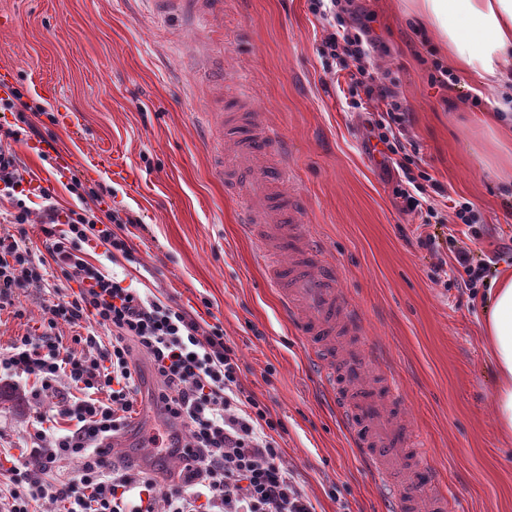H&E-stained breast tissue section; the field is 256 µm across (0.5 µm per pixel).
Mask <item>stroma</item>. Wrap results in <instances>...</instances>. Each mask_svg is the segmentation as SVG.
I'll use <instances>...</instances> for the list:
<instances>
[{"instance_id": "stroma-1", "label": "stroma", "mask_w": 512, "mask_h": 512, "mask_svg": "<svg viewBox=\"0 0 512 512\" xmlns=\"http://www.w3.org/2000/svg\"><path fill=\"white\" fill-rule=\"evenodd\" d=\"M359 5L382 44L374 61L408 109L415 161L445 189L427 224L400 211L396 171L370 158L347 83L335 81L320 54L326 31L308 0H224L213 32L159 20L146 0H0V97L16 89L40 107L36 123L53 135L58 154L124 153L137 192L112 181L111 197L93 210L101 218L114 210L139 216L123 231L134 258L98 249L92 263L179 306L201 327L220 326L241 359L244 388L282 422L285 461L316 512H386L379 475L352 448L215 171L199 114L225 111L235 93L246 92L257 131H273L288 150L285 192L306 203L302 233L335 264L342 299L393 370L403 403L389 405L391 418L428 450L438 482L421 489L417 512H429L438 492L447 495L448 512H512V432L500 428L493 410L487 292L461 288L445 242L455 236L487 260L488 278L512 271V192L481 164L486 143L472 120L493 111L494 93H473L471 79L457 71L447 87L432 84L438 42L411 23L412 0ZM208 47L227 59L223 78L199 72ZM48 86L57 99L41 96ZM63 111L79 115L78 131L51 123ZM38 146L31 138L13 149L27 178L49 188L61 209L84 205L70 192L72 181H106L90 166L63 169L42 160ZM463 199L480 216L479 236L456 221L453 206ZM427 234L442 238L439 251L417 244ZM46 317L43 288H28L18 310L0 312V345L35 332ZM139 365L149 413L134 421L124 451L145 454L147 470L160 474L166 456L145 453L140 436L166 432L168 424L148 396L149 363ZM69 388L64 378L41 394L30 380L0 382V454L24 455L35 415L56 416Z\"/></svg>"}]
</instances>
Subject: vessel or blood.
Returning <instances> with one entry per match:
<instances>
[{"label":"vessel or blood","mask_w":512,"mask_h":512,"mask_svg":"<svg viewBox=\"0 0 512 512\" xmlns=\"http://www.w3.org/2000/svg\"><path fill=\"white\" fill-rule=\"evenodd\" d=\"M163 17L190 13L195 23L209 27L223 10L222 0H148ZM230 168L244 174L252 188L241 210V222L256 238L268 260L267 280L276 288L284 315L300 329L311 353L324 366L323 381L342 422L354 439L359 457L381 475V493L391 495L398 512H411L414 500L407 490L390 479L392 460L403 444L402 429L387 425L380 412V398L362 379L372 366L370 347L350 354L343 370L332 363L331 345L338 326L363 335L361 320L351 319L349 309L336 289V267L323 261L314 242H307L300 256L287 262L272 260L271 246L288 234V227L301 223L305 204L301 197L286 196L283 186L289 176L288 160L276 136L237 144Z\"/></svg>","instance_id":"b4317fda"}]
</instances>
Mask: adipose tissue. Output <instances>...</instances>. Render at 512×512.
Masks as SVG:
<instances>
[{"label":"adipose tissue","mask_w":512,"mask_h":512,"mask_svg":"<svg viewBox=\"0 0 512 512\" xmlns=\"http://www.w3.org/2000/svg\"><path fill=\"white\" fill-rule=\"evenodd\" d=\"M416 12L448 51V59L481 85L498 88L497 110L479 124L494 147L488 173L512 161V0H418ZM494 360L495 416L512 429V280L496 283L484 313Z\"/></svg>","instance_id":"obj_1"}]
</instances>
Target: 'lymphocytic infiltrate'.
<instances>
[{"label": "lymphocytic infiltrate", "instance_id": "f902f5d3", "mask_svg": "<svg viewBox=\"0 0 512 512\" xmlns=\"http://www.w3.org/2000/svg\"><path fill=\"white\" fill-rule=\"evenodd\" d=\"M308 2L312 14L333 25L321 54L348 70L351 106L366 113L368 139L381 144L384 165L397 171L395 195L403 210H422L430 194L443 189L427 171L412 168L407 110L396 84L372 66L378 40L368 18L355 0ZM28 109L20 91L0 98V112L14 117L0 124V201L12 206L0 225V310L30 286L46 285L54 270L76 278L80 288L69 295L48 288L50 317L43 332L0 346V371L34 378L44 391L64 376L76 393L58 413L73 423L69 433L56 434L44 415H36L30 456L10 469L8 512H32L41 500L57 512H315L274 436L281 422L242 386L237 352L222 329L202 330L185 311L141 295L86 259L84 247L91 243L131 255L121 231L133 216L116 214L111 224L100 225L92 209L60 211L49 189L24 178L12 145L38 132ZM33 198L40 201L45 236L40 255L26 241ZM61 321L79 329L73 348L52 334ZM103 328L110 339L100 336ZM136 352L157 378V406L185 429L164 448L180 461L164 484L109 458L110 439L127 429L136 411ZM64 461L76 465V479L57 478Z\"/></svg>", "mask_w": 512, "mask_h": 512}]
</instances>
